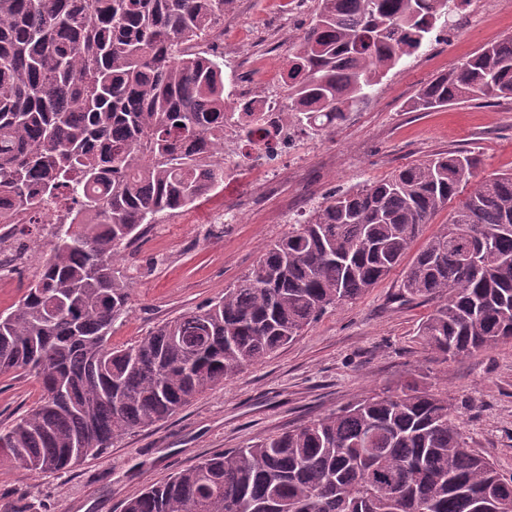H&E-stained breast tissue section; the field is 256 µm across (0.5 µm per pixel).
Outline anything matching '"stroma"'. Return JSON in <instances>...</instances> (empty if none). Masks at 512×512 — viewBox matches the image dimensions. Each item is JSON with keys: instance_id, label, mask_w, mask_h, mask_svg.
Wrapping results in <instances>:
<instances>
[{"instance_id": "stroma-1", "label": "stroma", "mask_w": 512, "mask_h": 512, "mask_svg": "<svg viewBox=\"0 0 512 512\" xmlns=\"http://www.w3.org/2000/svg\"><path fill=\"white\" fill-rule=\"evenodd\" d=\"M317 0L295 17L279 0H238L224 20V47L258 67L224 68L226 88L248 81L276 85L290 42L307 27ZM481 22L464 40L428 38L326 133L304 135L296 161L285 164L273 191L255 197V173L233 177L202 204L151 227L124 249L130 269L128 315L112 327V342L131 344L159 323L222 296L266 247L329 194L380 179L401 167L456 150L480 160L479 176L512 171V99L458 102L434 112L410 103L436 75L483 46L512 35V0H471ZM239 205L238 224H217L215 210ZM28 261L0 274V311L22 296L50 255V227L34 229ZM401 270L356 301L327 312L302 336L205 390L156 425L127 434L102 454L60 471L34 472L0 456V512H121L125 500L165 482L197 461L295 428L344 407L412 373L447 393L472 448L512 476V342L441 362L421 344L418 329L429 305L404 297ZM31 373L0 376V427L36 405Z\"/></svg>"}]
</instances>
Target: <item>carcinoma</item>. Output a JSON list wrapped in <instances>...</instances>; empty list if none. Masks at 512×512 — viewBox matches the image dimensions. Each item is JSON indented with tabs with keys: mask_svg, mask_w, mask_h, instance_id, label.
Returning <instances> with one entry per match:
<instances>
[{
	"mask_svg": "<svg viewBox=\"0 0 512 512\" xmlns=\"http://www.w3.org/2000/svg\"><path fill=\"white\" fill-rule=\"evenodd\" d=\"M232 0H0V224L57 239L0 312V375L37 376L0 455L58 471L153 426L301 336L405 259L445 209L483 239L428 237L403 295L433 303L418 336L446 361L512 342V172L440 154L333 192L224 295L112 345L128 312L116 257L224 183V48ZM448 0H319L289 46L288 120L318 135L429 37ZM512 98V36L424 84L429 112ZM241 131L272 150L279 127ZM472 185L469 192L464 187ZM122 512H512V477L467 442L448 393L414 376L308 423L204 458Z\"/></svg>",
	"mask_w": 512,
	"mask_h": 512,
	"instance_id": "carcinoma-1",
	"label": "carcinoma"
}]
</instances>
